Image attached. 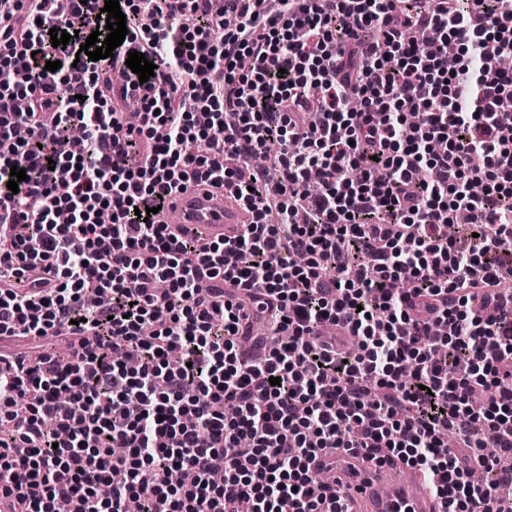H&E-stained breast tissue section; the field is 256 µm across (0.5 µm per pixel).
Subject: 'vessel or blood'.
<instances>
[{
  "instance_id": "obj_1",
  "label": "vessel or blood",
  "mask_w": 512,
  "mask_h": 512,
  "mask_svg": "<svg viewBox=\"0 0 512 512\" xmlns=\"http://www.w3.org/2000/svg\"><path fill=\"white\" fill-rule=\"evenodd\" d=\"M228 196L225 189L190 185L171 197L163 221L207 242L235 237L247 215ZM343 460L336 478L347 488L353 512H439V500L420 471L406 477L401 464L370 460L361 452Z\"/></svg>"
}]
</instances>
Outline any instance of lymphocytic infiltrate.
I'll use <instances>...</instances> for the list:
<instances>
[{
    "instance_id": "f902f5d3",
    "label": "lymphocytic infiltrate",
    "mask_w": 512,
    "mask_h": 512,
    "mask_svg": "<svg viewBox=\"0 0 512 512\" xmlns=\"http://www.w3.org/2000/svg\"><path fill=\"white\" fill-rule=\"evenodd\" d=\"M119 4L125 43L94 61L105 0H0V342L70 340L64 365L0 352V495L350 512L313 481L341 448L421 470L441 512H512V72L484 54L512 56V0ZM221 182L249 214L235 240L151 212ZM255 312L276 345L253 358Z\"/></svg>"
}]
</instances>
